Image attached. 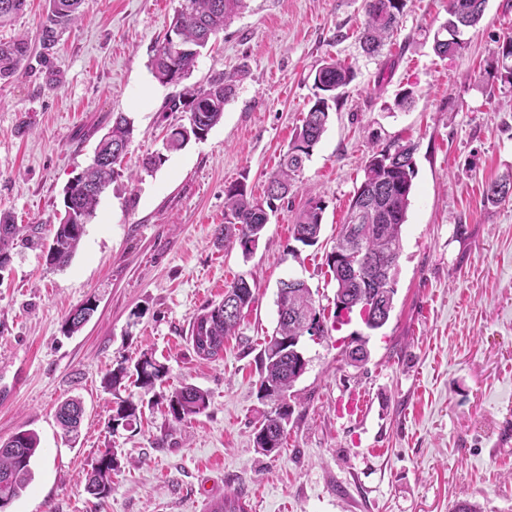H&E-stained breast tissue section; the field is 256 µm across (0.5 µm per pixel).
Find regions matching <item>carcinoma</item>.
<instances>
[{
    "mask_svg": "<svg viewBox=\"0 0 512 512\" xmlns=\"http://www.w3.org/2000/svg\"><path fill=\"white\" fill-rule=\"evenodd\" d=\"M27 0H0V27L22 14ZM84 0H49L47 14L42 21L38 42L40 58L47 62L66 31L82 16ZM246 0H180L170 28L163 42L151 58V71L162 84H178L194 66L201 50L224 32L231 17L243 7ZM405 0H365V21L359 33L363 50L375 54L391 39ZM486 0H448V19L434 37V50L440 56L457 53L448 33L476 27L484 14ZM504 78L512 83V35L503 37L498 46ZM32 49L28 36L0 40V81L18 76L31 64ZM354 72L345 63L329 59L315 71L313 78L314 103L302 124L296 128L283 154L278 169L271 174L267 186V200L262 204L253 200L245 184L237 183L224 191V223L219 225L217 240L224 247L238 246L248 256L256 248L262 231L268 223L265 207L285 198L294 187L296 178L309 160L314 147L324 135L332 105L342 98L345 88L353 81ZM235 87V76H213L205 88L187 90L169 99L167 112H186L188 124L170 129L163 151L148 157L143 163L146 171L163 165L168 154L185 148L197 140V132L210 131L222 118L224 105ZM133 135V123L119 113L112 121V129L100 140L99 159L74 178V184L65 188V217L56 225L46 251V262L52 267L67 266L85 233L86 225L95 216L100 197L110 185L123 176L121 163ZM411 143H391L372 150L364 178L357 187L348 207V216L327 254V266L336 281V300L355 309L370 305L389 317L393 307L395 288L387 281L388 265L398 263L401 253V231L406 223L410 196L415 177ZM512 197V173L490 183L486 198L498 204ZM324 204L316 197L309 198L297 214L293 224V238L304 246L318 243L323 220ZM36 228L23 233L9 212L0 211V269L10 262V248L15 240L25 244L34 242ZM348 253L365 260L363 275L336 260V254ZM255 301L253 288L240 277L224 289V298L208 302L190 323L189 343L202 359H212L224 352V339L235 334L245 308ZM278 319L275 334L261 350V378L259 398L270 406L255 429L254 443L265 455L276 454L282 448L286 429L278 421H288L291 406L290 391L304 374L298 344L294 339L304 335L307 321L318 323L319 335H325L320 311L315 306L312 291L306 281L299 280L285 288H277ZM97 309L96 299L89 297L65 319L67 333L78 331ZM168 367L150 357L129 363L123 359L103 377V387L109 391L126 381L148 393L166 381ZM167 414L181 423L204 413L210 405L207 391L193 385L174 389L165 398ZM142 402L123 400L112 414V430L133 427L142 416ZM83 408L80 401L68 399L56 411V419L63 430L76 433L81 424ZM39 451L37 434L21 430L0 440V512L17 500L32 481V463ZM110 457L103 467L87 472L86 492L97 500L107 499L112 492V471L118 468V449L107 448L98 459Z\"/></svg>",
    "mask_w": 512,
    "mask_h": 512,
    "instance_id": "1",
    "label": "carcinoma"
}]
</instances>
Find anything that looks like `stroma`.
<instances>
[{"mask_svg": "<svg viewBox=\"0 0 512 512\" xmlns=\"http://www.w3.org/2000/svg\"><path fill=\"white\" fill-rule=\"evenodd\" d=\"M197 57L181 85H164L150 61L179 0H85L82 20L34 65L0 81V209L50 240L68 182L91 162L114 113L134 126L119 178L71 264L51 268L41 248L13 246L0 270V438L35 431L34 477L11 512H211L242 493L259 512H512V200L492 205L489 183L512 169V84L498 45L512 34V0H486L465 46L442 58L433 36L447 0H407L380 54L361 48L364 0H246ZM355 78L257 248L217 244L224 191L245 183L263 198L267 180L314 100L313 76L328 58ZM237 74L222 120L205 140L170 154L153 173L167 129L187 123L164 111L180 88ZM412 91L405 108L395 100ZM415 145V177L396 294L387 323L369 338L364 365H348L337 325L336 283L326 264L374 147ZM325 203L320 241L293 238L296 212ZM311 287L327 334L305 340L308 365L291 391L278 455L263 456L254 426L260 350L277 322L280 280ZM255 301L224 352L199 359L187 337L200 308L237 278ZM98 307L78 332L64 319L88 297ZM151 355L164 386L132 389L144 400L134 430H111L116 406L101 381L121 359ZM184 383L210 395L208 410L171 422L162 402ZM362 398L361 411L345 406ZM80 399L77 439L54 412ZM103 448L122 453L112 493L97 507L86 472Z\"/></svg>", "mask_w": 512, "mask_h": 512, "instance_id": "obj_1", "label": "stroma"}]
</instances>
